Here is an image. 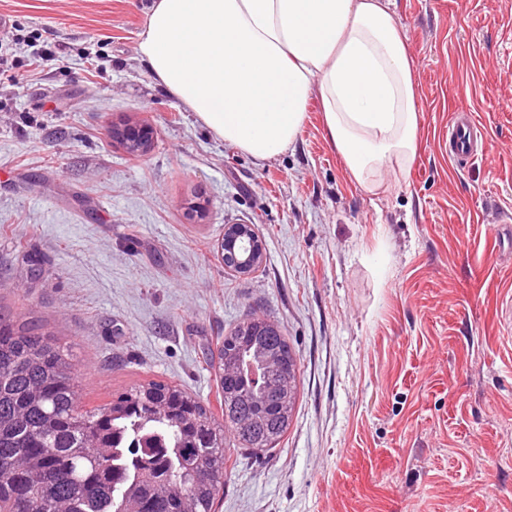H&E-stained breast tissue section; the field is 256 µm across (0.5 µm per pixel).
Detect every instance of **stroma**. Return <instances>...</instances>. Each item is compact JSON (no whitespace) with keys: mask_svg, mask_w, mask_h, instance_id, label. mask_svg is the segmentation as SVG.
<instances>
[{"mask_svg":"<svg viewBox=\"0 0 512 512\" xmlns=\"http://www.w3.org/2000/svg\"><path fill=\"white\" fill-rule=\"evenodd\" d=\"M151 3L0 0V311L70 347L89 408L152 379L214 401L208 347L278 322L296 409L275 447L227 449L218 512H512V0H396L419 147L373 195L317 101L268 161L210 133L138 53ZM459 107L487 135L460 166ZM231 224L263 244L251 274L224 266ZM114 129L117 131L116 134L122 140L126 149L130 152H141L147 147L149 138L150 141H153V132L146 127L142 128L130 124H123V126H116Z\"/></svg>","mask_w":512,"mask_h":512,"instance_id":"obj_1","label":"stroma"}]
</instances>
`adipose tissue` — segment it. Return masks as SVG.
Returning a JSON list of instances; mask_svg holds the SVG:
<instances>
[{"label":"adipose tissue","mask_w":512,"mask_h":512,"mask_svg":"<svg viewBox=\"0 0 512 512\" xmlns=\"http://www.w3.org/2000/svg\"><path fill=\"white\" fill-rule=\"evenodd\" d=\"M138 50L214 136L254 159L286 151L314 99L366 192L415 157L417 83L391 0H153Z\"/></svg>","instance_id":"ef3b65f1"}]
</instances>
